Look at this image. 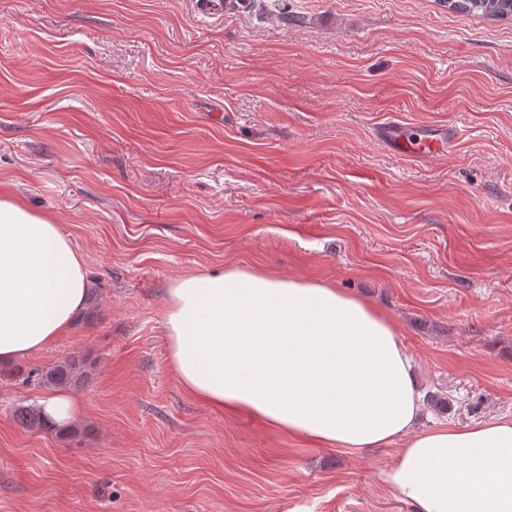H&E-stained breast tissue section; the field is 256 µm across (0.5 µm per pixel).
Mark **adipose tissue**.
<instances>
[{"mask_svg": "<svg viewBox=\"0 0 512 512\" xmlns=\"http://www.w3.org/2000/svg\"><path fill=\"white\" fill-rule=\"evenodd\" d=\"M72 237L0 191V363L52 346L88 304ZM184 392L276 434L360 452L401 443L384 482L415 512H512V422L417 431L410 359L382 311L322 280L238 264L189 274L162 310Z\"/></svg>", "mask_w": 512, "mask_h": 512, "instance_id": "ef3b65f1", "label": "adipose tissue"}]
</instances>
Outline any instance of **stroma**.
Instances as JSON below:
<instances>
[{
  "mask_svg": "<svg viewBox=\"0 0 512 512\" xmlns=\"http://www.w3.org/2000/svg\"><path fill=\"white\" fill-rule=\"evenodd\" d=\"M0 0V185L52 215L96 296L0 365V512H414L349 455L189 399L161 310L225 264L325 280L385 312L422 428L512 420V23L437 0ZM457 125L407 159L376 130ZM75 433L13 410L64 359ZM37 376L44 387H78L88 379V372L83 362L72 359L39 371ZM14 418L18 424L28 430H41L49 428L41 414L39 407H19L14 412Z\"/></svg>",
  "mask_w": 512,
  "mask_h": 512,
  "instance_id": "1",
  "label": "stroma"
}]
</instances>
